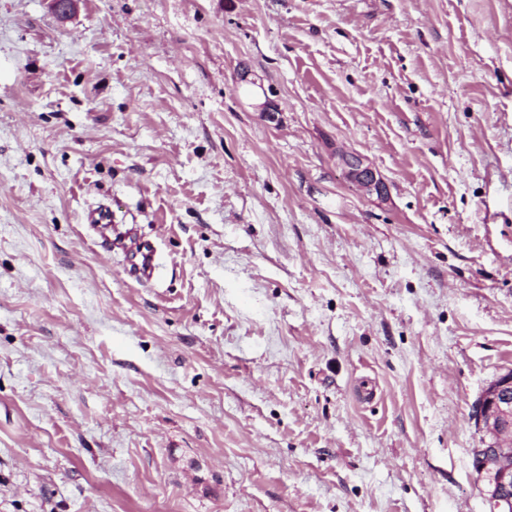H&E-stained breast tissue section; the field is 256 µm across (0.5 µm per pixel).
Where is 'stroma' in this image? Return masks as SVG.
<instances>
[{
	"instance_id": "obj_1",
	"label": "stroma",
	"mask_w": 512,
	"mask_h": 512,
	"mask_svg": "<svg viewBox=\"0 0 512 512\" xmlns=\"http://www.w3.org/2000/svg\"><path fill=\"white\" fill-rule=\"evenodd\" d=\"M511 369L512 0H0V512H490ZM347 179L364 195L376 197L380 202L388 198L386 182L379 171L362 154L346 151L338 156ZM136 252L139 255V263L135 267L136 274L142 280H153L159 268L155 248L150 244H143ZM475 421L489 442L471 448L472 467L479 482L486 472L498 475V486H485L484 495L494 512H512V372L504 373L483 392Z\"/></svg>"
}]
</instances>
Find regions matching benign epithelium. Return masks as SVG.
<instances>
[{
	"instance_id": "benign-epithelium-1",
	"label": "benign epithelium",
	"mask_w": 512,
	"mask_h": 512,
	"mask_svg": "<svg viewBox=\"0 0 512 512\" xmlns=\"http://www.w3.org/2000/svg\"><path fill=\"white\" fill-rule=\"evenodd\" d=\"M339 162L347 179L364 195L387 200L386 182L364 155L342 152ZM475 421L488 442L484 448L471 449L473 470L480 482L487 472L498 475V485L485 487L484 495L493 512H512V372L500 375L484 390Z\"/></svg>"
}]
</instances>
